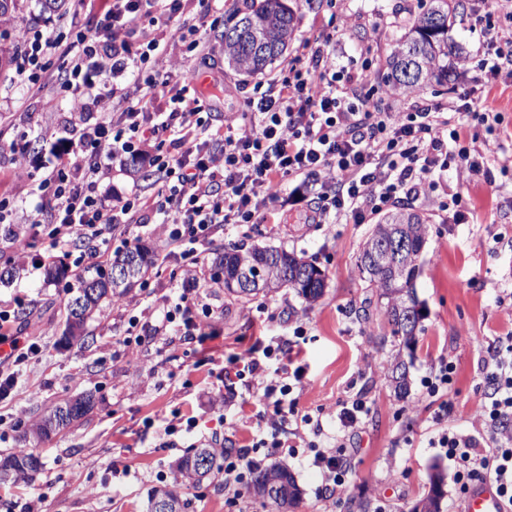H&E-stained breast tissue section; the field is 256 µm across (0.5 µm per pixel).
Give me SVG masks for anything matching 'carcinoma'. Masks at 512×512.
Returning a JSON list of instances; mask_svg holds the SVG:
<instances>
[{
	"mask_svg": "<svg viewBox=\"0 0 512 512\" xmlns=\"http://www.w3.org/2000/svg\"><path fill=\"white\" fill-rule=\"evenodd\" d=\"M292 0H250L247 11H234L224 23V62L236 73L253 77L266 73L283 55L297 30L296 11ZM464 9V0H429L427 9L417 13L401 37L396 41L387 60L385 83L398 93L419 90L430 83L448 81V58L461 57V48L449 36L456 17ZM392 224L405 226L404 235L408 247L415 254L422 252L426 244L427 219L409 208L400 207L385 214L373 227L359 256V269L369 284L376 288L379 298L385 300L388 322L393 335L401 338L405 348L416 340L421 319L418 309L415 281L420 265L409 262L392 270L384 264L372 262L369 252L371 242L384 236ZM160 254L141 245L116 249L103 262L83 269L69 270L53 262L43 264L45 281L58 282L71 278L77 283L76 295L97 287L98 292L88 301L83 316L75 315L67 307L64 339L69 344H85L90 338L88 323L96 318L103 304L121 298L138 285L146 283L159 261ZM133 267L132 280L118 285L112 281V272L118 268ZM250 283L243 288L240 279ZM212 279L224 286L225 291L239 296L259 292H272L281 288L294 290L308 302L320 298L325 288V275L313 263L274 246L253 245L250 248L232 249L216 257ZM413 309L414 319L407 322L400 318L398 309ZM407 366L404 360L395 358L391 370L394 391H407ZM94 395L82 393L55 405L49 413L31 424L27 432L47 438L51 434L80 422L93 408ZM209 459L210 465L203 472L196 469L198 455ZM224 450L203 444L179 458L173 467L178 480L171 486H160L150 495L165 492L173 497L176 512H186L187 502L179 488L196 487L211 475L220 471ZM42 470L38 456L26 448L0 457V484L28 483ZM441 474L430 478L427 494L419 500L422 512H443V493L440 489ZM251 488L255 495L265 499L276 509L293 505L300 496L294 477L285 465H273L255 473Z\"/></svg>",
	"mask_w": 512,
	"mask_h": 512,
	"instance_id": "cac0c4a2",
	"label": "carcinoma"
}]
</instances>
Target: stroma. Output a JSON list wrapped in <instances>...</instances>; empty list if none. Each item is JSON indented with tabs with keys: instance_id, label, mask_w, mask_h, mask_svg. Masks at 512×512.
Masks as SVG:
<instances>
[{
	"instance_id": "1",
	"label": "stroma",
	"mask_w": 512,
	"mask_h": 512,
	"mask_svg": "<svg viewBox=\"0 0 512 512\" xmlns=\"http://www.w3.org/2000/svg\"><path fill=\"white\" fill-rule=\"evenodd\" d=\"M425 2L322 0L311 7L300 0L296 36L284 57L301 55L307 39L330 36L337 66L354 75L368 72L361 93L383 102L386 59L405 19ZM466 4L452 34L472 58L494 30L510 29L512 21L490 13L488 0ZM223 31L220 21L207 28L215 69H202L193 52H185L183 61L190 92L201 95L202 119L214 128L240 111L255 85L225 65ZM62 63V56L51 58L37 93L21 84L17 60L0 64V199L9 202L0 215L4 223H29L46 204L45 194L36 190L40 171L17 169L7 144L25 133L44 146L70 135L73 101L54 80ZM450 69L447 85L426 86L421 96L444 104L479 88L501 122L495 131L480 127L476 133L512 154V78L492 77L471 65L454 63ZM49 96L58 100L52 114L41 105ZM488 166L487 181L462 168L434 172L448 194L463 198L465 218L459 223H449L435 205L410 203L429 223L416 279L424 316L414 345L405 350L376 290L357 266L373 221L356 224L329 211L324 223H311L318 208L315 195L295 193L291 179L283 182L276 223L224 226L203 252V263L211 265L224 248L254 243L293 250L324 272L322 297L309 303L280 290L241 298L202 280L200 292L213 308L204 327L210 339L204 343L162 324L164 308L182 293L178 275L184 258L175 248L144 287L103 307L91 324L92 340L64 345L63 321L72 292L66 282H44L40 262L51 250L46 240L34 238L26 271L0 283V310L18 312L21 327L42 347L23 368L15 397L0 401V456L24 445L44 467L31 483L0 486V512L29 501L40 512H145L149 492L162 485L172 463L216 435L229 447L251 448L256 458H264L254 444L268 431L266 409L256 390L229 380L231 360L260 344L295 340L298 326L305 330L299 340L305 376L289 400L297 416L310 415L313 422L300 425L288 419L280 428L281 439L293 445L302 439L329 451L336 444V416L344 403L363 398L370 413L346 449L352 478L335 508H328L321 496L323 477L309 449L278 455L301 490L288 512H346L353 499L370 500L379 512H409L427 493L435 470L444 477V512H461L464 495L455 468L429 442L444 427L472 432L473 413L485 395V351L512 339V166L501 167L496 160ZM131 334L140 336V344L126 346ZM398 355L409 364L408 392L402 397L388 378ZM444 360L454 362L457 370L442 402L425 397L423 380ZM88 391L95 395V406L79 423L46 439L23 438L22 424ZM177 416L194 419L195 429L168 435L166 427ZM186 496L187 512H272L247 484L225 491L220 475L187 490Z\"/></svg>"
}]
</instances>
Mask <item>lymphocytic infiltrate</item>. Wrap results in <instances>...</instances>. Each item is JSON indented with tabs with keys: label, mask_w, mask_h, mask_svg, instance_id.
I'll use <instances>...</instances> for the list:
<instances>
[{
	"label": "lymphocytic infiltrate",
	"mask_w": 512,
	"mask_h": 512,
	"mask_svg": "<svg viewBox=\"0 0 512 512\" xmlns=\"http://www.w3.org/2000/svg\"><path fill=\"white\" fill-rule=\"evenodd\" d=\"M181 8L180 0H112L103 19L110 32L106 47L91 30L78 32L64 46L45 31L15 27L24 49L22 83L39 89L45 57L64 52L68 62L57 74L61 89L72 93L76 111L90 105L98 114L80 138L55 141L49 159L40 162L39 187L50 192L51 219H34V234L46 235L55 250L86 239L108 247L120 236L121 225L160 216L162 240L184 246L187 261L185 293L165 310L167 323L197 330L190 311L203 304L195 291L200 246L214 227L254 224L273 215L284 177L316 189L337 215L360 224L401 200L431 199L433 174L448 165L488 177L484 158L491 145L462 142L459 128L450 124L454 118L488 127L497 122L498 113L478 93L444 108L422 101L412 111H392L358 97L357 77L337 68L329 41L321 38L306 42L303 59L289 60L280 77L255 89L243 112L220 130L204 127L198 98L187 97L185 87L171 80L164 59L155 54L158 40L148 41L140 54V63L150 64L151 71L140 80L136 96H129L111 80L126 66L116 53L118 45L142 21L168 27ZM109 49L112 64L104 69L99 60ZM163 135L173 153L157 164L154 194L123 197L102 189V177L114 159L140 152L143 143ZM0 346L5 349L0 355L2 401L16 388V367L38 357L41 347L1 314ZM275 355L285 359L290 351L265 348L262 357L242 359L235 372L259 391L274 429L285 418L293 382L304 376L299 365L269 377L265 360ZM489 357L486 382L491 392L475 413L477 434L444 431L435 445L455 462L459 482H495L512 506V345L490 349ZM368 413L363 400L344 404L337 416V452L313 455L329 494L347 487L350 464L343 447Z\"/></svg>",
	"instance_id": "f902f5d3"
}]
</instances>
